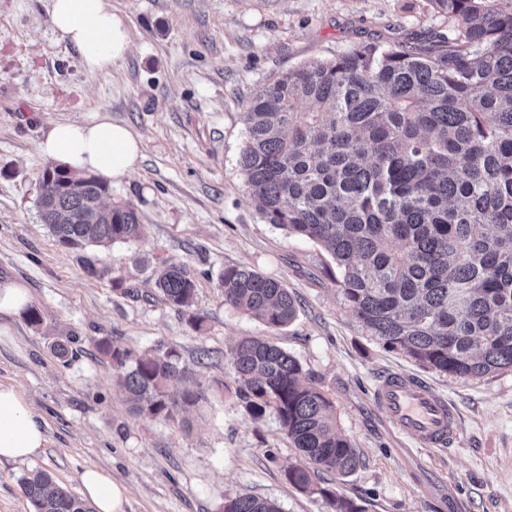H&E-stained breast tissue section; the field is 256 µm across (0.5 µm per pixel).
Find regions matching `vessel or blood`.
<instances>
[{"instance_id": "1", "label": "vessel or blood", "mask_w": 512, "mask_h": 512, "mask_svg": "<svg viewBox=\"0 0 512 512\" xmlns=\"http://www.w3.org/2000/svg\"><path fill=\"white\" fill-rule=\"evenodd\" d=\"M373 398L406 436L433 447L456 441L458 414L454 406L420 379L388 374L375 388Z\"/></svg>"}]
</instances>
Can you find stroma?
Returning a JSON list of instances; mask_svg holds the SVG:
<instances>
[{"label":"stroma","instance_id":"obj_1","mask_svg":"<svg viewBox=\"0 0 512 512\" xmlns=\"http://www.w3.org/2000/svg\"><path fill=\"white\" fill-rule=\"evenodd\" d=\"M112 11L130 45L100 73L55 30L50 0H0V281L24 283L43 316L35 326L0 315V382L20 389L47 434L31 461L0 464V512H33L19 487L32 470L76 493L89 466L128 488L126 512H222L225 498L245 493L282 512H328L320 495L286 481L300 456L275 415L253 417L236 393L228 353L244 336L287 350L328 393L360 463L324 483L365 512H512V372L454 378L377 343L346 311L327 253L266 224L239 167L243 114L271 77L363 42L447 32V18L429 0H112ZM103 112L142 139L135 173L110 182L104 202L133 203L144 232L68 249L39 217L51 160L37 144L53 122ZM88 258L97 275L85 272ZM162 265L196 280L190 311L159 299ZM236 265L282 282L299 304L294 322L273 330L225 305L219 281ZM116 278L137 296L115 291ZM103 338L137 353L175 349L179 387L199 402L172 421L136 414L96 349ZM389 372L454 404L455 444L426 447L398 431L372 399Z\"/></svg>","mask_w":512,"mask_h":512}]
</instances>
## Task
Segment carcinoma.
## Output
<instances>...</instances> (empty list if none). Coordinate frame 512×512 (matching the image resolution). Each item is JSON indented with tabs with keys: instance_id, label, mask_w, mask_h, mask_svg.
I'll return each instance as SVG.
<instances>
[{
	"instance_id": "cac0c4a2",
	"label": "carcinoma",
	"mask_w": 512,
	"mask_h": 512,
	"mask_svg": "<svg viewBox=\"0 0 512 512\" xmlns=\"http://www.w3.org/2000/svg\"><path fill=\"white\" fill-rule=\"evenodd\" d=\"M451 33L416 42L366 43L311 61L259 87L243 113L239 167L267 224L319 244L336 266L346 310L387 349L427 370L481 378L512 370V0H429ZM37 208L59 245L136 240L131 204L106 205L108 183L46 168ZM161 299L191 307L196 283L180 268L155 271ZM224 304L288 326L297 303L281 282L224 268ZM98 351L118 370L132 407L174 418L199 395H177L178 354L136 355L109 339ZM237 394L256 418L272 411L304 465L289 484L317 489L329 512H364L326 487L357 456L335 408L285 349L244 337L231 349ZM35 512H94L35 470L19 479ZM223 512H281L251 494Z\"/></svg>"
}]
</instances>
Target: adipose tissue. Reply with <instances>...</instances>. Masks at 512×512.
<instances>
[{
	"mask_svg": "<svg viewBox=\"0 0 512 512\" xmlns=\"http://www.w3.org/2000/svg\"><path fill=\"white\" fill-rule=\"evenodd\" d=\"M50 7L53 26L77 49L88 69L108 72L123 57L126 29L113 14L111 0H51ZM142 149L137 133L105 114L88 123H54L39 143L40 152L61 166L117 182L136 168ZM46 441L44 421L15 386L0 382V463L28 461ZM78 481L96 512H125L127 490L106 470L85 468Z\"/></svg>",
	"mask_w": 512,
	"mask_h": 512,
	"instance_id": "ef3b65f1",
	"label": "adipose tissue"
}]
</instances>
